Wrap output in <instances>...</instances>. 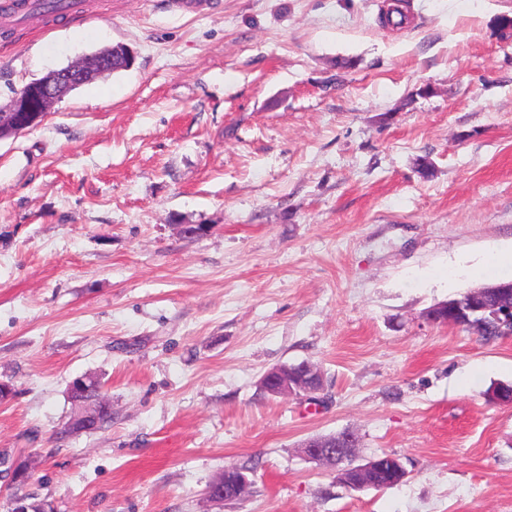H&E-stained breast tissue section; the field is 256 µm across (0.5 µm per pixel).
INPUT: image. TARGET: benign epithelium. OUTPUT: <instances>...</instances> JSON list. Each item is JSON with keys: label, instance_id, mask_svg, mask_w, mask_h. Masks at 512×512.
Returning a JSON list of instances; mask_svg holds the SVG:
<instances>
[{"label": "benign epithelium", "instance_id": "benign-epithelium-1", "mask_svg": "<svg viewBox=\"0 0 512 512\" xmlns=\"http://www.w3.org/2000/svg\"><path fill=\"white\" fill-rule=\"evenodd\" d=\"M112 72V48L85 55L70 65L56 69L36 81L34 89L26 95L14 94L9 102L0 105V140L15 136L33 128L45 116L50 106L73 89L87 84L104 74ZM493 299L482 292H468L448 302L429 308L425 319L432 324H448L474 328L488 321L498 330L512 335V282L493 286ZM261 387L269 395L291 396L316 394L324 389V379L319 370L308 363L281 364L268 370L261 378ZM105 404L103 396L82 410L70 422L73 428L89 424L100 425V406ZM358 436L345 430L326 438L309 439L301 446L302 454L310 461L334 469L336 480L345 474L356 475V480L347 484L350 491L374 489L376 474L386 468H401L393 455L372 458L363 464H353L354 448ZM252 485L248 470L233 467L224 470L208 486L206 494L214 502L236 500Z\"/></svg>", "mask_w": 512, "mask_h": 512}]
</instances>
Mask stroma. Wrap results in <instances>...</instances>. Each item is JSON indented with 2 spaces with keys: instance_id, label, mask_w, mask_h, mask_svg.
I'll use <instances>...</instances> for the list:
<instances>
[{
  "instance_id": "obj_1",
  "label": "stroma",
  "mask_w": 512,
  "mask_h": 512,
  "mask_svg": "<svg viewBox=\"0 0 512 512\" xmlns=\"http://www.w3.org/2000/svg\"><path fill=\"white\" fill-rule=\"evenodd\" d=\"M0 38V102L123 44L133 65L0 141V453L58 512H512V335L424 312L512 279V0H84ZM429 94H421L422 86ZM202 232L186 236L185 227ZM323 392L273 397L280 364ZM111 415L57 439L71 382ZM407 471L350 491L301 443ZM229 465L246 497L205 495ZM260 383L267 394L275 397L316 394L324 389L321 372L304 362L277 365L263 375Z\"/></svg>"
}]
</instances>
